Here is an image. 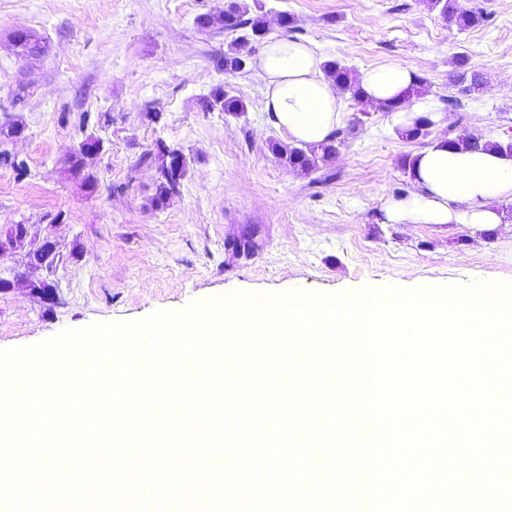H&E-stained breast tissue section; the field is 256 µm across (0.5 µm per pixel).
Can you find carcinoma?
Masks as SVG:
<instances>
[{"instance_id":"cac0c4a2","label":"carcinoma","mask_w":512,"mask_h":512,"mask_svg":"<svg viewBox=\"0 0 512 512\" xmlns=\"http://www.w3.org/2000/svg\"><path fill=\"white\" fill-rule=\"evenodd\" d=\"M427 7L431 10H437L448 22L454 25L459 31L482 25L486 16L479 9L474 7L467 8L459 4V0H425ZM198 26L203 30L211 28L222 29L227 32H235L240 29L249 30V36L256 43L264 41L267 35L263 16L256 14L250 15V8L244 4H239L233 0L227 8L217 15H203L198 17ZM324 71L329 73L331 78L342 92L350 93V96L359 99V87L357 86V77L352 71L336 61H328L324 64ZM451 84L460 87L464 93L472 92L478 89L482 82V75L473 69L468 62V58L459 55L453 62V69L449 73ZM204 107L208 110L220 108L224 112H243L244 103L241 99L230 95L222 88L216 89L211 98L208 99ZM97 139L88 136L74 151L69 159L66 170L68 174L79 179L82 185L93 192L97 188V180L90 175L83 174L84 156L83 147L87 144H93ZM338 136L316 145H306L304 147H283L277 143L271 145V149L276 152L284 165L294 169L301 168L307 171L318 167L337 153ZM176 148H171L165 144H158L156 151L147 152L142 156V160L155 159L158 161V170L160 180L156 187V192L151 198V206L156 210H162L169 200L180 193L181 181L186 168L185 155L175 157Z\"/></svg>"}]
</instances>
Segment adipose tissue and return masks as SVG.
I'll use <instances>...</instances> for the list:
<instances>
[{
    "instance_id": "ef3b65f1",
    "label": "adipose tissue",
    "mask_w": 512,
    "mask_h": 512,
    "mask_svg": "<svg viewBox=\"0 0 512 512\" xmlns=\"http://www.w3.org/2000/svg\"><path fill=\"white\" fill-rule=\"evenodd\" d=\"M324 57L308 42L271 37L254 62L264 85L265 110L272 125L291 142L318 144L331 137L344 118L342 96L324 72ZM415 74L398 63L361 72L362 99L378 106L397 101L392 131L412 126L432 110L429 96H415ZM414 190L383 205L390 224H467L489 228L506 223L498 204L512 201V153L498 148L465 150L434 139L417 152L409 169Z\"/></svg>"
}]
</instances>
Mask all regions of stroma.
Segmentation results:
<instances>
[{
  "label": "stroma",
  "mask_w": 512,
  "mask_h": 512,
  "mask_svg": "<svg viewBox=\"0 0 512 512\" xmlns=\"http://www.w3.org/2000/svg\"><path fill=\"white\" fill-rule=\"evenodd\" d=\"M229 0H0V124L24 134L0 150L25 174L0 169V230L29 224L57 243L52 270L31 267L27 245L0 257V352L32 347L66 330L129 323L239 293L345 296L363 288L512 284V223L388 224L382 202L413 187L405 159L440 136L472 133L512 141V0H461L482 8L483 25L457 31L423 0H262L272 35L293 36L354 72L385 63L427 79L436 120L406 140L386 113L345 99L335 158L318 169L285 167L270 149L287 142L267 122L264 88L252 67L217 61L240 33L203 30L200 15ZM43 45L23 56L17 31ZM483 77L463 94L448 81L455 56ZM224 88L246 110H205ZM162 113L152 121L150 109ZM103 149L87 157L98 183L86 192L64 169L87 136ZM181 149V192L150 205L157 142ZM246 224L259 229L249 257L225 243ZM44 280L53 301L31 290Z\"/></svg>",
  "instance_id": "1"
}]
</instances>
